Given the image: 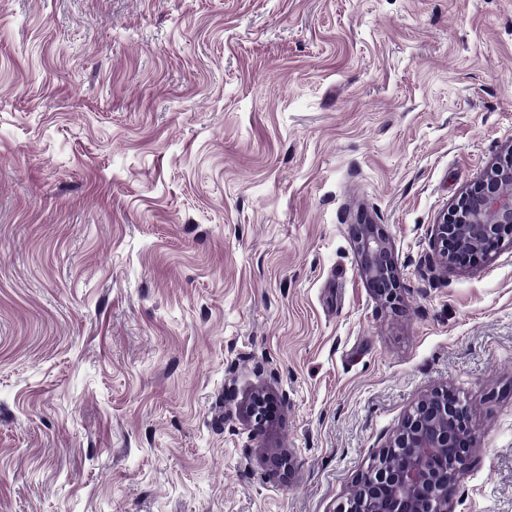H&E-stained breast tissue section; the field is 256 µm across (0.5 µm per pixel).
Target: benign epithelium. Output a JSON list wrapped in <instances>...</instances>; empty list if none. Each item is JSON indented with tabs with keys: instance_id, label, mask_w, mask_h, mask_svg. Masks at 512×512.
I'll list each match as a JSON object with an SVG mask.
<instances>
[{
	"instance_id": "7a95c632",
	"label": "benign epithelium",
	"mask_w": 512,
	"mask_h": 512,
	"mask_svg": "<svg viewBox=\"0 0 512 512\" xmlns=\"http://www.w3.org/2000/svg\"><path fill=\"white\" fill-rule=\"evenodd\" d=\"M362 278L384 303L400 300L403 283L384 226L364 214L351 225ZM432 274L481 266L512 244V144L467 186L431 225ZM270 393L251 392L245 415L260 431L276 409ZM475 443L469 402L452 387L422 396L379 457L354 482L337 512H452L449 493L465 471Z\"/></svg>"
}]
</instances>
